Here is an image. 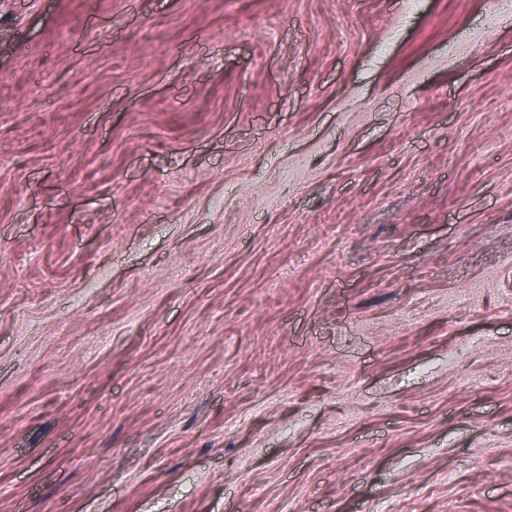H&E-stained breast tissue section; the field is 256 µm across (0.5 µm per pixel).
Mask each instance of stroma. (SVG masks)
<instances>
[{"instance_id":"1","label":"stroma","mask_w":512,"mask_h":512,"mask_svg":"<svg viewBox=\"0 0 512 512\" xmlns=\"http://www.w3.org/2000/svg\"><path fill=\"white\" fill-rule=\"evenodd\" d=\"M0 512H512V6L0 0Z\"/></svg>"}]
</instances>
